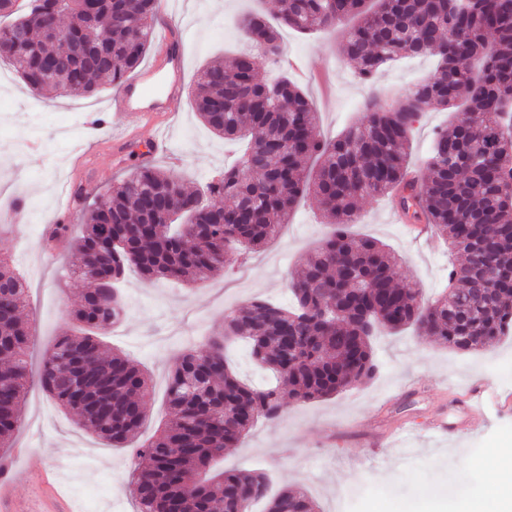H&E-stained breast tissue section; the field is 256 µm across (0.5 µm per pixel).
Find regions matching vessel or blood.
I'll use <instances>...</instances> for the list:
<instances>
[{
  "label": "vessel or blood",
  "instance_id": "1",
  "mask_svg": "<svg viewBox=\"0 0 512 512\" xmlns=\"http://www.w3.org/2000/svg\"><path fill=\"white\" fill-rule=\"evenodd\" d=\"M156 55L118 89L110 103L115 112L151 119L157 112L177 111L183 97L186 59L184 31L168 23L155 25Z\"/></svg>",
  "mask_w": 512,
  "mask_h": 512
}]
</instances>
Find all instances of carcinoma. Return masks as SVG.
Returning a JSON list of instances; mask_svg holds the SVG:
<instances>
[{
  "mask_svg": "<svg viewBox=\"0 0 512 512\" xmlns=\"http://www.w3.org/2000/svg\"><path fill=\"white\" fill-rule=\"evenodd\" d=\"M158 0H30L28 12L0 26V61L35 94H96L120 85L152 43ZM342 32L353 75L370 85L361 123L336 139L314 133L318 112L286 75L258 78L256 56L279 55L278 28L313 35ZM257 52L215 61L199 73L195 108L216 135L244 141L243 154L204 187L142 165L112 184L104 204L84 207L71 238L67 278L85 284L71 312L78 329L60 336L33 377L32 336L21 320L29 285L0 257V447L20 431L31 384L114 448L146 419L150 376L126 355H107L99 335L125 314L126 271L146 282L194 284L261 251L290 214L312 199L330 228L291 283L284 306L253 297L224 316V331L173 362L170 417L133 448L136 512H317L300 485L270 493L254 470H219L259 420L274 421L286 400L325 399L378 370L372 337L414 328L446 347L480 351L512 331V0H275L240 20ZM431 56L433 71L399 107L371 85L406 57ZM465 104L437 132L423 177L407 161L413 124L434 107ZM395 195L416 206L453 256L448 287L432 302L400 288L401 258L374 238L348 232L358 202ZM244 342L270 372L264 387L244 383L226 351Z\"/></svg>",
  "mask_w": 512,
  "mask_h": 512,
  "instance_id": "1",
  "label": "carcinoma"
}]
</instances>
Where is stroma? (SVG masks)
Returning <instances> with one entry per match:
<instances>
[{
	"instance_id": "1",
	"label": "stroma",
	"mask_w": 512,
	"mask_h": 512,
	"mask_svg": "<svg viewBox=\"0 0 512 512\" xmlns=\"http://www.w3.org/2000/svg\"><path fill=\"white\" fill-rule=\"evenodd\" d=\"M254 0H170L173 20L187 37L182 104L153 124L140 123L109 108L115 88L103 83L91 97L48 92L34 95L11 66H0V198H25L36 207V221H0V253L12 256L30 284L24 318L34 328L36 360H43L72 322L69 313L81 296L64 266L67 243L45 248L42 236L56 214L63 191L76 177L94 182L93 199H105L114 180L147 162L181 175L193 189L223 173L242 151L241 144L210 132L194 109L200 70L217 57L249 49L235 25ZM340 34L302 35L280 31L282 54L303 63L293 78L320 111L318 132L331 138L364 117L366 90L338 51ZM434 58L400 60L376 79L388 105H398L413 84L433 69ZM459 109H431L414 123L410 164L423 172L433 134L458 117ZM97 134H90V124ZM163 135L167 153L148 156L147 147ZM89 153L84 170L75 158ZM388 199L359 206L352 231L390 244L404 256L396 281L420 289L433 300L448 283L445 241L413 238L405 225L389 222ZM326 232L313 201L292 213L280 237L243 266L218 272L188 286L147 284L128 275L123 294V321L103 337L106 350L120 349L152 378V394L140 438L152 436L168 416L167 372L175 357L221 331L224 315L260 295L288 303L289 281ZM372 346L379 371L367 383L336 396L290 402L275 423H258L238 447L224 457L228 469H260L273 488L300 484L319 512H336L349 501V512H364L362 503L379 496L384 512H403L420 488L442 487L423 512H468L480 503L496 512L497 500L487 460L512 448V335L485 351L456 352L413 330L378 333ZM483 380L491 391L480 426L466 424L456 395ZM445 412L454 431L433 437L429 423ZM24 425L0 459L11 460L17 499L39 508L46 492L42 475L60 473L62 489L74 512H107L115 500L119 512H135L130 494L133 462L129 450L111 447L89 433L79 418L62 410L41 390L32 389L21 406Z\"/></svg>"
}]
</instances>
